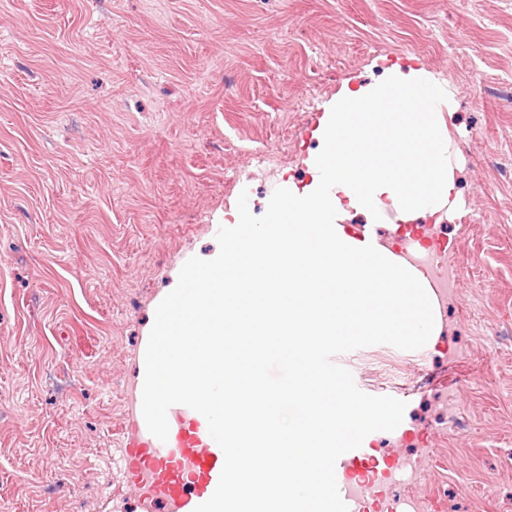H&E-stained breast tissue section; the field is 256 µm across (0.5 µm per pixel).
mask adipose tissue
Instances as JSON below:
<instances>
[{"instance_id": "1", "label": "adipose tissue", "mask_w": 512, "mask_h": 512, "mask_svg": "<svg viewBox=\"0 0 512 512\" xmlns=\"http://www.w3.org/2000/svg\"><path fill=\"white\" fill-rule=\"evenodd\" d=\"M400 92L425 93L424 108L389 111ZM452 99L447 83L421 66H394L379 81L343 87L312 133L318 149L306 162L307 182L283 183L268 204L265 225L235 210V243L213 258L212 277L196 298L174 311L160 302L138 387L140 398L156 407L153 425H168L171 409L185 406L197 437L220 438L225 448L270 451L289 446L296 427L282 424L280 412L298 398L309 404L313 426L288 469L324 489L329 452L350 435L363 410L318 366L317 338L395 336L430 345L441 329L423 274L375 235L348 234L346 223L362 214L372 224L409 225L442 213L456 197L445 122ZM301 245L318 277L292 272L269 278L271 268L292 263ZM240 262L249 265L250 282L235 278ZM161 335L178 337L179 350L158 347ZM240 336L259 341L260 350L225 353L224 339ZM271 356L287 359L292 374L258 421L248 392L230 402L224 392L239 384L243 371L263 370Z\"/></svg>"}]
</instances>
